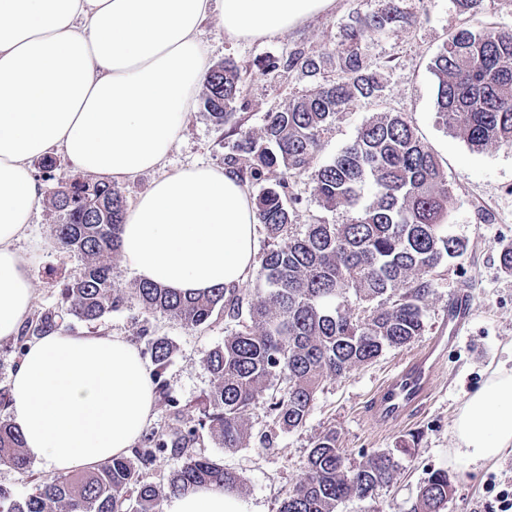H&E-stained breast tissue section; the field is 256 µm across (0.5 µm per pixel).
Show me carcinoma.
Returning a JSON list of instances; mask_svg holds the SVG:
<instances>
[{
  "label": "carcinoma",
  "instance_id": "carcinoma-1",
  "mask_svg": "<svg viewBox=\"0 0 512 512\" xmlns=\"http://www.w3.org/2000/svg\"><path fill=\"white\" fill-rule=\"evenodd\" d=\"M402 21L398 0H386L377 12L351 16L343 37L321 56L297 48L260 62L282 79L294 71L316 76L327 70L335 77L267 112L258 134L240 135L224 154L225 168L260 186L254 204L264 247L254 292L221 286L182 295L159 284L119 282L113 261L126 211L121 189L81 175L57 182L48 199L57 217L54 237L63 253L80 258L83 269L60 282L56 308L25 321L15 339L17 356L35 336L70 329V320L92 326L132 301L190 329L219 315L235 329L205 354L212 383L194 409L168 391L171 342L151 337L146 353L169 422L145 433L131 456L82 475L44 478L27 497L0 485V512H160L163 497L197 487L237 493V473L188 454L201 431L224 448H237L245 416L259 403L279 429H297L326 378L342 377L423 334L424 308L439 270L468 249L448 232L453 191L437 158L404 114L378 112L336 157L318 161L322 139L336 121L354 103L382 97L383 82L367 68V43ZM429 69L438 123L478 149L512 147V29L461 26ZM242 94L240 68L226 59L206 75L201 112L235 132ZM304 174L319 206L330 212L342 207L346 219L296 223L301 199L291 179ZM337 442L331 429L313 441L307 476L288 490L279 512H337L340 504L370 499L393 481L399 469L393 452H374L353 466ZM165 454L184 458L167 485L142 481L140 467ZM0 465L30 466L21 435L1 414ZM451 490L448 472L427 473L410 512H444Z\"/></svg>",
  "mask_w": 512,
  "mask_h": 512
}]
</instances>
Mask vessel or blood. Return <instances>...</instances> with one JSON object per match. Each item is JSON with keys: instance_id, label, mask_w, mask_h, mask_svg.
<instances>
[{"instance_id": "1", "label": "vessel or blood", "mask_w": 512, "mask_h": 512, "mask_svg": "<svg viewBox=\"0 0 512 512\" xmlns=\"http://www.w3.org/2000/svg\"><path fill=\"white\" fill-rule=\"evenodd\" d=\"M468 321V302L465 297H458L448 316L447 334L434 337L424 352L380 386L372 403L370 419L373 423L382 425L400 421L429 398L441 357L448 347L461 341Z\"/></svg>"}]
</instances>
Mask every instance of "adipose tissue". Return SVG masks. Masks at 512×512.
I'll return each mask as SVG.
<instances>
[{"label":"adipose tissue","instance_id":"1","mask_svg":"<svg viewBox=\"0 0 512 512\" xmlns=\"http://www.w3.org/2000/svg\"><path fill=\"white\" fill-rule=\"evenodd\" d=\"M334 0H0V342L30 313L19 248L42 188L30 163L59 151L75 171L116 180L161 167L209 69L203 26L261 40L328 12ZM255 207L225 169L160 177L124 216L121 252L136 277L182 293L242 284L255 268ZM8 419L28 456L54 472L124 455L148 425L154 386L120 336L60 329L30 340L8 384ZM453 461L469 467L512 447V369L498 367L458 408ZM166 512H257L200 488Z\"/></svg>","mask_w":512,"mask_h":512}]
</instances>
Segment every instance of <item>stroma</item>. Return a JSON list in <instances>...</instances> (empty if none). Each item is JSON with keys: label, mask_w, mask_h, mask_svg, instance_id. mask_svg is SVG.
I'll list each match as a JSON object with an SVG mask.
<instances>
[{"label": "stroma", "mask_w": 512, "mask_h": 512, "mask_svg": "<svg viewBox=\"0 0 512 512\" xmlns=\"http://www.w3.org/2000/svg\"><path fill=\"white\" fill-rule=\"evenodd\" d=\"M383 0H336L334 8L270 39L229 42L222 31L208 27L202 39L211 63L230 58L245 71L243 131L258 132L266 112L309 92L316 78L294 72L282 81L261 74L255 63L277 58L301 47L312 54L325 52L339 40L345 23L355 13L383 8ZM407 24L374 37L366 55L370 68L385 85L383 99L357 102L325 135L320 160L332 159L375 112L404 113L425 144L438 158L453 189L448 216L451 234L468 242L467 253L445 265L434 292L426 302V330L413 343L384 351L373 362L353 368L345 377L326 380L305 425L278 433L272 448L261 443L272 423L264 409L248 412V433L239 448L227 450L209 434H202L194 454L210 457L239 474L242 498L258 512H277L280 502L305 473L311 443L332 429L351 464L364 453L398 450L401 469L394 483L367 501L349 500L339 512H407L424 478L425 469L448 471L455 492L446 512H500L497 494L512 488V448L497 459L468 469L450 465L452 427L462 402L485 381L490 368L512 367V273L500 266V251L512 245V148H471L446 132L435 118L436 84L429 70L432 56L449 35L466 25L474 29H512V0H482L471 11H461L456 0H400ZM230 130L217 127L201 110L191 112L181 139L162 170L147 171L120 181L127 201L146 192L160 174L192 165L223 166ZM53 217L38 206L20 248L31 258L30 275L34 307L57 304L58 283L76 275L81 262L58 251L50 229ZM470 299V321L458 348L448 349L438 366L430 400L415 414L384 426L367 417L368 404L383 381L419 355L448 315L449 302L459 294ZM168 337L173 354L167 371L171 394L180 403H192L207 392L211 377L202 363L205 353L220 344L232 329L218 318L204 327L188 329L162 316L143 313L137 304L109 313L102 319L101 334L121 336L144 347L148 336Z\"/></svg>", "instance_id": "35a3bbf8"}]
</instances>
